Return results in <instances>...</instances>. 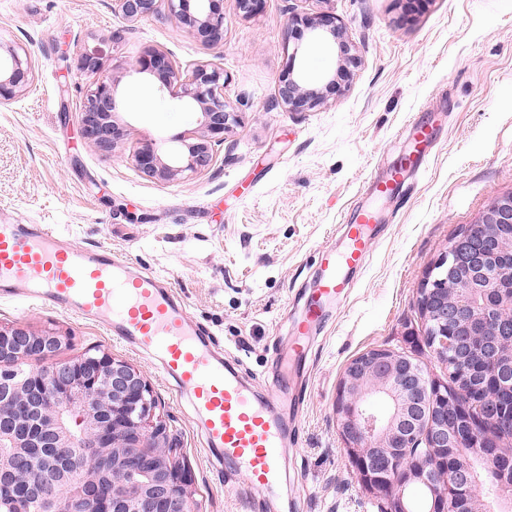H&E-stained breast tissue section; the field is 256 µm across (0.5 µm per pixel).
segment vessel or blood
Returning <instances> with one entry per match:
<instances>
[{
  "instance_id": "b4317fda",
  "label": "vessel or blood",
  "mask_w": 512,
  "mask_h": 512,
  "mask_svg": "<svg viewBox=\"0 0 512 512\" xmlns=\"http://www.w3.org/2000/svg\"><path fill=\"white\" fill-rule=\"evenodd\" d=\"M409 130V149L364 183L363 192L373 199L395 196L407 173L426 170L433 124L420 117ZM376 221L369 207L344 218L346 245L322 255L316 291L293 330L291 356L306 355L311 327L322 320L329 303L344 295L350 272L364 269ZM0 297L30 299L98 322L108 335L153 353L163 377L189 399L202 446L253 487L271 493L283 483L280 450L287 424L277 413V401L259 396L240 379L158 276L135 271L111 249L75 245L50 225L0 219Z\"/></svg>"
}]
</instances>
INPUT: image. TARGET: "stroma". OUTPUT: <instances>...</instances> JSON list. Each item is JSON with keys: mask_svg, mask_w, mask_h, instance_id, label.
I'll use <instances>...</instances> for the list:
<instances>
[{"mask_svg": "<svg viewBox=\"0 0 512 512\" xmlns=\"http://www.w3.org/2000/svg\"><path fill=\"white\" fill-rule=\"evenodd\" d=\"M302 12L335 16L358 63L328 104L290 112L276 97L288 17ZM95 46L100 74L116 80L123 103L124 140L110 153L90 150L78 133L93 83L80 54ZM149 46L185 71L204 62L224 69V98L241 122L203 174L164 182L129 160L145 143L175 148L176 136L198 126L184 99L129 73ZM12 47L26 50L35 79L0 106V217L52 225L75 244L111 247L134 269L162 276L263 395L283 378L276 355L304 314L321 252L342 250L341 224L362 201L361 185L398 157L410 118L438 112L427 170L403 195L375 202L368 264L312 332L293 382L301 406L278 495L212 463L155 356L55 309L0 300L1 323L71 332L64 358L96 348L143 372L198 512H380L383 496L360 483L338 428L337 387L347 365L375 348L403 351L431 378H448L424 339L417 299L453 236L512 192V0H265L253 16L224 0L218 45L167 15L124 22L112 0H0V52ZM338 62L333 41L303 37L296 65L311 80Z\"/></svg>", "mask_w": 512, "mask_h": 512, "instance_id": "35a3bbf8", "label": "stroma"}]
</instances>
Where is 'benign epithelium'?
<instances>
[{
	"label": "benign epithelium",
	"instance_id": "1",
	"mask_svg": "<svg viewBox=\"0 0 512 512\" xmlns=\"http://www.w3.org/2000/svg\"><path fill=\"white\" fill-rule=\"evenodd\" d=\"M112 0V10L134 23L163 9L208 44L224 41L223 0ZM288 29L337 42L340 62L326 90L295 70L294 46L281 78L278 103L304 112L327 103V90L348 79L357 56L344 28L325 14H294ZM130 71L160 83V90L188 100L198 110V128L178 137L180 148L163 159L156 147L131 154L144 175L165 182L204 172L214 147L241 122L224 100V68L208 63L185 73L163 49L146 47ZM34 80L29 58L8 50L0 58V105L25 92ZM115 84L98 80L87 95L79 127L88 145L110 151L123 140L115 115ZM486 224H512V193L493 198L481 220L463 228L428 272L418 306L425 340L448 364L455 382L431 379L399 351L371 349L355 358L340 382L334 412L360 482L384 495L383 512H410L407 488L427 494L426 512H479L481 484L470 459L480 460L490 479L512 478V456L498 443L512 438V269L475 240ZM472 267L484 287L466 282L448 287L445 272ZM68 334L0 323V364L18 366L39 350L50 362L12 381H0V488L19 491V502L0 500V512H190L187 469L175 459L169 429L142 371L106 350L59 358ZM481 369L482 401L453 398L448 388H468L462 361ZM373 395L390 411H369Z\"/></svg>",
	"mask_w": 512,
	"mask_h": 512
}]
</instances>
